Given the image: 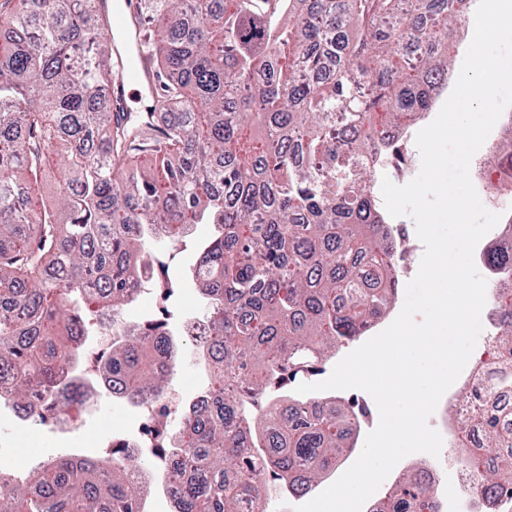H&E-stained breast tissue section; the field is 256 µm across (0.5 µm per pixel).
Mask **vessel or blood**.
<instances>
[{"label": "vessel or blood", "mask_w": 512, "mask_h": 512, "mask_svg": "<svg viewBox=\"0 0 512 512\" xmlns=\"http://www.w3.org/2000/svg\"><path fill=\"white\" fill-rule=\"evenodd\" d=\"M98 13L107 19L112 40V67L116 73L110 94L112 112L131 118L129 93L152 97L158 85L155 71L141 49L144 26L134 0H97Z\"/></svg>", "instance_id": "b4317fda"}]
</instances>
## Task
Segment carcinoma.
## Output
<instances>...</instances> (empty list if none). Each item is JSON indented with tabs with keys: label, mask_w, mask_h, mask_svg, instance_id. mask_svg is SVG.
I'll return each instance as SVG.
<instances>
[{
	"label": "carcinoma",
	"mask_w": 512,
	"mask_h": 512,
	"mask_svg": "<svg viewBox=\"0 0 512 512\" xmlns=\"http://www.w3.org/2000/svg\"><path fill=\"white\" fill-rule=\"evenodd\" d=\"M471 0H138L163 125L95 107L112 82V42L95 0H3L0 24V370L10 398L36 399L43 423L84 403L75 363L104 319L126 327L99 353L126 403L167 394L181 348L151 335L181 288L166 250L198 224L210 234L187 276L206 304L207 402L172 427L167 406L146 429L147 455L44 458L17 481L0 464V512H143L159 462L177 512H266L273 473L303 497L336 470L353 426L319 401L288 407L294 383L381 320L398 260L385 241L375 164L407 148L382 131L433 106ZM63 160L48 202L36 191ZM512 267V237L487 254ZM159 316L129 323L136 287ZM502 356L490 388L512 392V281L493 285ZM477 490L512 491V410L461 397ZM437 489L409 475L380 512H433Z\"/></svg>",
	"instance_id": "obj_1"
}]
</instances>
